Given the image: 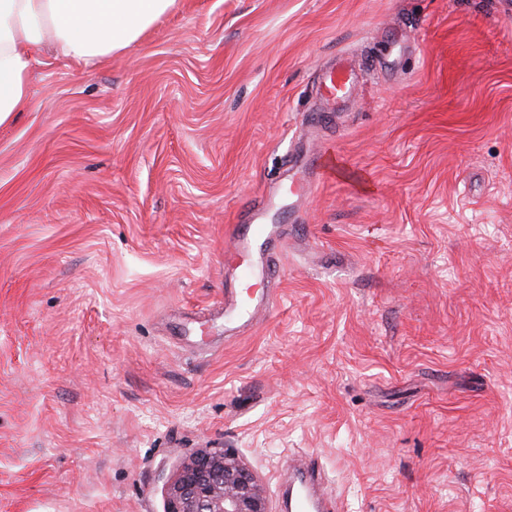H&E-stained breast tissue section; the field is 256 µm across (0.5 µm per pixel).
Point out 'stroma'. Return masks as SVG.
Returning <instances> with one entry per match:
<instances>
[{"label":"stroma","mask_w":512,"mask_h":512,"mask_svg":"<svg viewBox=\"0 0 512 512\" xmlns=\"http://www.w3.org/2000/svg\"><path fill=\"white\" fill-rule=\"evenodd\" d=\"M260 209L279 295L229 332ZM203 448L272 512L296 459L338 512H512V0H179L36 67L0 126V512H165ZM322 88L327 94L326 100L335 104L350 98L356 89L353 69L341 63L338 68L330 66L323 69L320 75ZM290 169L308 168L318 176H326L335 170L336 164L330 155L321 151L305 153L303 156L290 157L288 159Z\"/></svg>","instance_id":"35a3bbf8"}]
</instances>
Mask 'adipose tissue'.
<instances>
[{
    "instance_id": "ef3b65f1",
    "label": "adipose tissue",
    "mask_w": 512,
    "mask_h": 512,
    "mask_svg": "<svg viewBox=\"0 0 512 512\" xmlns=\"http://www.w3.org/2000/svg\"><path fill=\"white\" fill-rule=\"evenodd\" d=\"M176 0H0V126L30 99L45 50L95 65L134 43Z\"/></svg>"
}]
</instances>
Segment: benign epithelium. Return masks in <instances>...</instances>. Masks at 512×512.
Listing matches in <instances>:
<instances>
[{"label": "benign epithelium", "mask_w": 512, "mask_h": 512, "mask_svg": "<svg viewBox=\"0 0 512 512\" xmlns=\"http://www.w3.org/2000/svg\"><path fill=\"white\" fill-rule=\"evenodd\" d=\"M165 512H269L255 474L227 451L188 458L168 487Z\"/></svg>", "instance_id": "benign-epithelium-1"}]
</instances>
